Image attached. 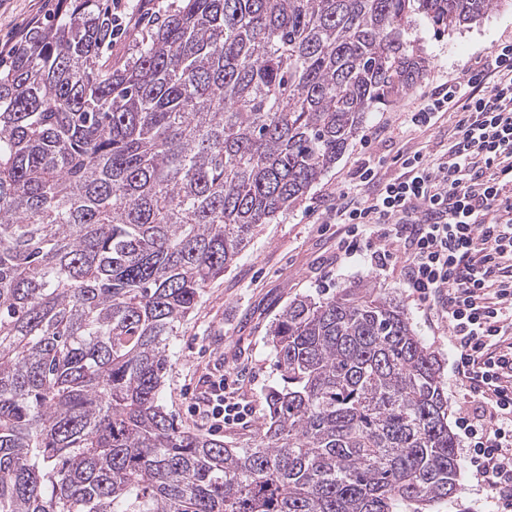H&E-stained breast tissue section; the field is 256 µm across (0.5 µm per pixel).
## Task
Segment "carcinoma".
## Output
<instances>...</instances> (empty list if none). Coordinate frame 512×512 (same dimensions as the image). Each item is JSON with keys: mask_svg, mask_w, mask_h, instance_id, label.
Returning <instances> with one entry per match:
<instances>
[{"mask_svg": "<svg viewBox=\"0 0 512 512\" xmlns=\"http://www.w3.org/2000/svg\"><path fill=\"white\" fill-rule=\"evenodd\" d=\"M97 2L0 69V512H428L459 476L448 396L374 288L276 318L248 448L160 394L208 285L409 63L412 15L496 0H181L117 63Z\"/></svg>", "mask_w": 512, "mask_h": 512, "instance_id": "cac0c4a2", "label": "carcinoma"}]
</instances>
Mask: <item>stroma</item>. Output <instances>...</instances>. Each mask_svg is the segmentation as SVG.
Returning a JSON list of instances; mask_svg holds the SVG:
<instances>
[{
  "mask_svg": "<svg viewBox=\"0 0 512 512\" xmlns=\"http://www.w3.org/2000/svg\"><path fill=\"white\" fill-rule=\"evenodd\" d=\"M176 5L177 0H164L160 5L155 0H133L129 31L112 45L113 61L130 56L134 46L146 38L158 20L157 9L169 12ZM61 9V0H0V44L13 45L15 25L22 19L35 14L41 22H51ZM402 38L415 46L423 74L396 80L385 88L381 99L365 113L360 136L351 140L302 202L272 223L260 225L241 257L208 286L201 306L172 338L161 402L179 425L200 430L189 407L208 390L217 369L239 376L236 398L263 410L266 393L281 382L269 340L275 318L295 297L322 300L340 288L357 285L381 289L404 307L417 335L439 361L449 388L448 418L456 420L462 394L453 387L454 352L447 325L412 300L399 266L377 270L364 254L337 261L335 230L319 232L318 224L333 193L346 184L350 171L363 158L380 160L381 173L389 178L398 173L396 160L402 154L422 146L437 152L447 149V124L423 133L409 132L403 129L400 114L420 102L423 92L439 85L442 74L460 76L477 56L512 39V0H498L479 20L451 32H440L426 18L416 16ZM485 498L464 466L455 493L434 502L430 512H475Z\"/></svg>",
  "mask_w": 512,
  "mask_h": 512,
  "instance_id": "obj_1",
  "label": "stroma"
}]
</instances>
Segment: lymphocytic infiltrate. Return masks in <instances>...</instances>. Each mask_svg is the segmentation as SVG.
<instances>
[{"instance_id":"lymphocytic-infiltrate-1","label":"lymphocytic infiltrate","mask_w":512,"mask_h":512,"mask_svg":"<svg viewBox=\"0 0 512 512\" xmlns=\"http://www.w3.org/2000/svg\"><path fill=\"white\" fill-rule=\"evenodd\" d=\"M454 124L444 153L422 148L382 178L362 163L336 193V257L377 237L372 261L401 259L402 282L446 322L463 391L459 428L465 461L495 512H512V43L494 48L466 78H448L407 111L409 130L445 114ZM191 410L210 429L248 424L250 407L230 401L225 379Z\"/></svg>"}]
</instances>
